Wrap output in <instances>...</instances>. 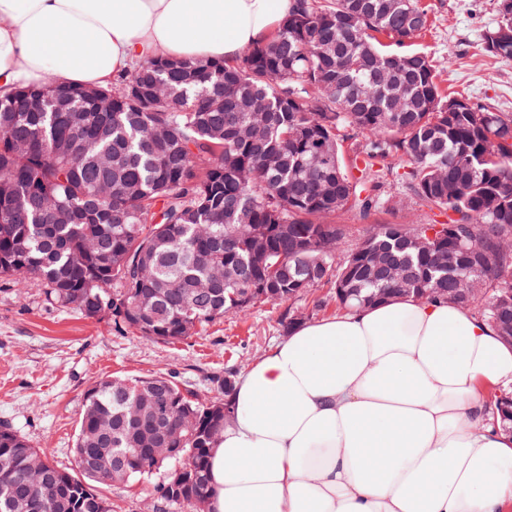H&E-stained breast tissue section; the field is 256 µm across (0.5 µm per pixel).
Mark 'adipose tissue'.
Segmentation results:
<instances>
[{
    "label": "adipose tissue",
    "mask_w": 512,
    "mask_h": 512,
    "mask_svg": "<svg viewBox=\"0 0 512 512\" xmlns=\"http://www.w3.org/2000/svg\"><path fill=\"white\" fill-rule=\"evenodd\" d=\"M292 0H0V96L105 86L152 56L234 59ZM512 346L450 303L394 298L295 325L235 384L212 512H512L488 393Z\"/></svg>",
    "instance_id": "1"
}]
</instances>
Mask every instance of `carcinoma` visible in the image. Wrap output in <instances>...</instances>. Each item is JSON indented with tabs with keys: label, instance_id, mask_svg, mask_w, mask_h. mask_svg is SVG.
<instances>
[{
	"label": "carcinoma",
	"instance_id": "cac0c4a2",
	"mask_svg": "<svg viewBox=\"0 0 512 512\" xmlns=\"http://www.w3.org/2000/svg\"><path fill=\"white\" fill-rule=\"evenodd\" d=\"M506 1L484 40L511 62ZM429 26L424 0H292L233 61L150 57L96 88L110 112L87 87L49 78L1 97L0 278L152 342L326 286L341 310L450 301L511 345L512 113L468 99L448 111L433 61L413 48ZM384 56L395 57L386 74ZM46 96L55 110L21 109ZM155 124L168 138H150ZM393 161L405 193L448 223L377 221L345 245L346 213L400 205L382 191ZM62 208L68 221H52ZM234 385L227 372L224 396L200 401L172 376L99 381L69 471L1 427L0 512H111L94 485L176 467L183 482L164 477L157 499L210 512L209 458ZM489 399L511 436L512 394ZM162 440L172 457L156 456ZM116 456L127 470L112 469Z\"/></svg>",
	"mask_w": 512,
	"mask_h": 512
}]
</instances>
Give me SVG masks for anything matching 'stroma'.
Listing matches in <instances>:
<instances>
[{
  "label": "stroma",
  "mask_w": 512,
  "mask_h": 512,
  "mask_svg": "<svg viewBox=\"0 0 512 512\" xmlns=\"http://www.w3.org/2000/svg\"><path fill=\"white\" fill-rule=\"evenodd\" d=\"M431 27L415 42L433 58L449 95L512 113V62L485 50L497 0H427ZM289 306L266 303L206 326L191 339L149 342L47 304L37 287L0 279V425H9L59 468H70L85 395L106 377L171 375L199 397H217L218 378L246 373L287 334ZM158 477L99 486L112 512H143Z\"/></svg>",
  "instance_id": "stroma-1"
}]
</instances>
